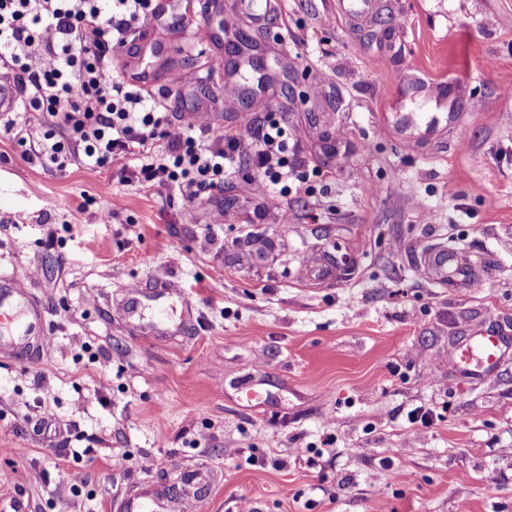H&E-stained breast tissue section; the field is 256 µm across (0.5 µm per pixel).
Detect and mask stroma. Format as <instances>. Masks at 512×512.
Returning a JSON list of instances; mask_svg holds the SVG:
<instances>
[{
  "label": "stroma",
  "instance_id": "stroma-1",
  "mask_svg": "<svg viewBox=\"0 0 512 512\" xmlns=\"http://www.w3.org/2000/svg\"><path fill=\"white\" fill-rule=\"evenodd\" d=\"M222 2L131 32L170 48L154 97L196 72L170 111L240 133L220 200L144 188L132 155L60 171L0 137V275L45 332L0 341V512H110L132 489L168 512H512V349L484 380L448 367L456 337H512V0H379L357 21L338 0ZM189 29L263 58L272 91L225 111L228 73ZM441 87L457 124L403 128ZM271 117L307 175L275 202L249 141ZM443 244L471 283L431 284L418 254Z\"/></svg>",
  "mask_w": 512,
  "mask_h": 512
}]
</instances>
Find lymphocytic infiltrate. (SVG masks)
I'll return each instance as SVG.
<instances>
[{"instance_id":"f902f5d3","label":"lymphocytic infiltrate","mask_w":512,"mask_h":512,"mask_svg":"<svg viewBox=\"0 0 512 512\" xmlns=\"http://www.w3.org/2000/svg\"><path fill=\"white\" fill-rule=\"evenodd\" d=\"M157 12L154 0H0V64L20 76L26 112L45 113L49 130L28 133L31 156L58 169L104 168L135 155L146 187L166 185L184 202L220 192L236 164L238 135L206 144L205 116L174 124L163 105L112 69V49ZM255 162L266 185L298 179L279 123L254 131Z\"/></svg>"}]
</instances>
